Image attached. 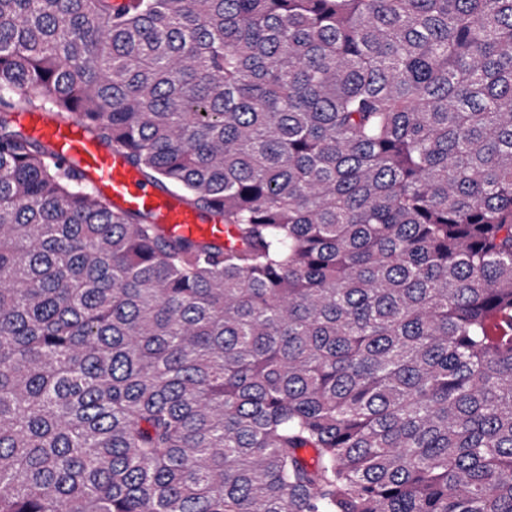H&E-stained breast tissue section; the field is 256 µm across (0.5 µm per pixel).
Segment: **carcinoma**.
<instances>
[{"label": "carcinoma", "mask_w": 512, "mask_h": 512, "mask_svg": "<svg viewBox=\"0 0 512 512\" xmlns=\"http://www.w3.org/2000/svg\"><path fill=\"white\" fill-rule=\"evenodd\" d=\"M0 512H512V0H0ZM46 112H17L24 132L50 144L56 161L74 168L92 192L107 197L112 206L147 213L170 236L229 244L230 229L205 217L156 182L149 181L127 162L125 153L89 136L78 113L56 121Z\"/></svg>", "instance_id": "carcinoma-1"}]
</instances>
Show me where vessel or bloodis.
<instances>
[{"label":"vessel or blood","mask_w":512,"mask_h":512,"mask_svg":"<svg viewBox=\"0 0 512 512\" xmlns=\"http://www.w3.org/2000/svg\"><path fill=\"white\" fill-rule=\"evenodd\" d=\"M15 119L26 134L48 142L57 162L75 169L82 183L107 197L114 208L145 212L170 236L228 243L229 228L146 179L129 165L123 151L89 136L79 114L56 121L43 111H23Z\"/></svg>","instance_id":"b4317fda"}]
</instances>
